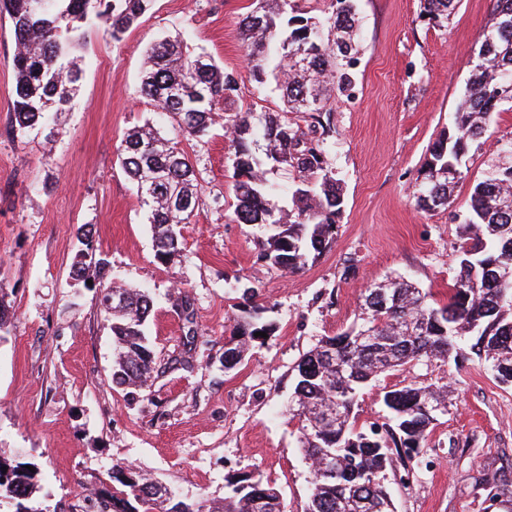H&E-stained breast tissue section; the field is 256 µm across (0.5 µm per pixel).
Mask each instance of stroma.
<instances>
[{
	"mask_svg": "<svg viewBox=\"0 0 512 512\" xmlns=\"http://www.w3.org/2000/svg\"><path fill=\"white\" fill-rule=\"evenodd\" d=\"M493 4L459 0L448 23L432 25L419 16L420 0H357V95L336 97L327 140L344 206L334 242L294 273L260 260L259 227L233 220L223 123L203 140L179 142L201 197L166 264L118 157L127 132L154 118L140 95L146 50L187 27L193 47L234 73L239 106L281 108L274 85L258 86L249 71L240 21L252 0H154L118 41L90 27L77 57L82 78L50 132L11 126L13 26L0 12V299L11 315L0 336V454L36 470L38 498L76 512L78 496L123 462L188 500L222 498L229 476L252 474L279 491L287 512H305L312 473L288 411L292 368L322 336L360 324L363 290L387 277L447 302L473 188L498 161L496 140L512 139L508 107L493 116L490 142L466 157L453 203L418 209L429 148L463 98ZM82 225L92 228L110 279L154 294L147 333L156 372L145 392L111 382L99 288L71 275ZM247 288L258 290L277 329L228 372L225 329ZM406 380L447 388L448 408L424 464L387 466L395 512H512V384L474 354L456 365L422 362L371 382L358 400L359 423L385 422L383 395Z\"/></svg>",
	"mask_w": 512,
	"mask_h": 512,
	"instance_id": "obj_1",
	"label": "stroma"
}]
</instances>
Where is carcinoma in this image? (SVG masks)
Returning a JSON list of instances; mask_svg holds the SVG:
<instances>
[{"label":"carcinoma","instance_id":"1","mask_svg":"<svg viewBox=\"0 0 512 512\" xmlns=\"http://www.w3.org/2000/svg\"><path fill=\"white\" fill-rule=\"evenodd\" d=\"M241 31L254 80L274 79L284 109L243 110L237 79L206 52H192L187 37L164 38L147 51L141 94L161 121L192 139L209 136L215 113H224L231 133L233 215L239 224H256L266 238L260 257L293 273L317 259L336 236L344 205L341 183L327 159L321 121L331 111L332 93L351 97L356 88L358 20L355 0H329L321 15H288L291 0H255ZM459 0H420V17L446 20ZM13 22L15 101L12 127L25 132L46 127L73 97L81 68L71 60L85 43V29L103 25L118 41L151 10L153 0H4ZM512 105V0H495L464 96L451 117L452 131L429 149L416 204L424 211L446 207L462 177L472 144L482 140L494 113ZM308 116V130L288 117ZM505 162L473 189L469 216L462 224L459 271L446 304L400 278L365 289L363 323L325 335L294 368L292 416L298 442L313 471L306 512H393L382 472L397 455L420 463L432 425L447 410L448 390L406 384L385 392L390 418L365 428L354 413L362 390L380 375L422 359L458 360L465 339L491 362L496 378L512 382V140L500 143ZM124 171L136 186L152 224L155 257L165 262L180 249L176 227L195 215L200 188L194 170L176 143L146 123L130 131L120 148ZM288 168L298 173L291 186L271 179ZM162 180V191L148 193L144 178ZM85 246L72 276L94 269L104 276L91 232L77 228ZM104 289L123 297L106 311L112 332V383L143 389L152 378L155 353L145 327L153 299L149 292L108 281ZM258 290L244 291V302L224 337V370L244 359L256 332L272 335L276 324L255 303ZM108 480L91 490L101 512H286L277 489L248 474L228 480L219 501L173 500V491L123 463L106 472ZM35 474L24 464L0 456V505L11 512H50L34 498Z\"/></svg>","mask_w":512,"mask_h":512}]
</instances>
